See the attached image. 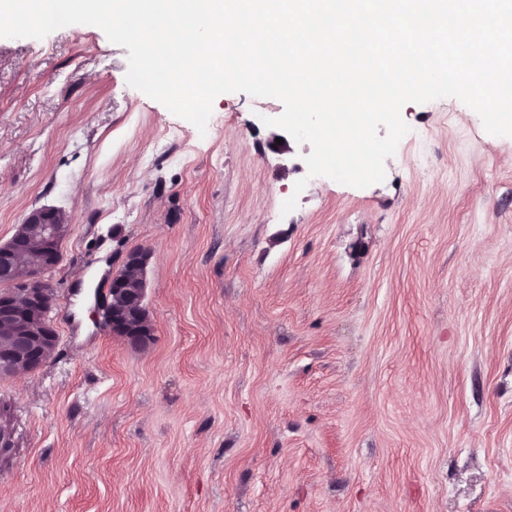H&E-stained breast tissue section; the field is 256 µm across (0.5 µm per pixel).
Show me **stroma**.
Listing matches in <instances>:
<instances>
[{
  "label": "stroma",
  "instance_id": "obj_1",
  "mask_svg": "<svg viewBox=\"0 0 512 512\" xmlns=\"http://www.w3.org/2000/svg\"><path fill=\"white\" fill-rule=\"evenodd\" d=\"M127 55L0 38V242L71 220L57 348L0 378V512H512V139L408 103L383 182L311 179L268 146L279 100L223 94L201 133ZM133 249L138 349L99 307Z\"/></svg>",
  "mask_w": 512,
  "mask_h": 512
}]
</instances>
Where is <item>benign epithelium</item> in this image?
Wrapping results in <instances>:
<instances>
[{
    "instance_id": "benign-epithelium-1",
    "label": "benign epithelium",
    "mask_w": 512,
    "mask_h": 512,
    "mask_svg": "<svg viewBox=\"0 0 512 512\" xmlns=\"http://www.w3.org/2000/svg\"><path fill=\"white\" fill-rule=\"evenodd\" d=\"M69 229L65 212L53 207L31 210L14 234L0 244V377L20 369L33 371L49 359L58 336L49 314L55 305L53 286L45 274L59 265ZM150 253H127L121 270L112 275L102 304L105 325L134 348L148 345L154 329L146 304Z\"/></svg>"
}]
</instances>
